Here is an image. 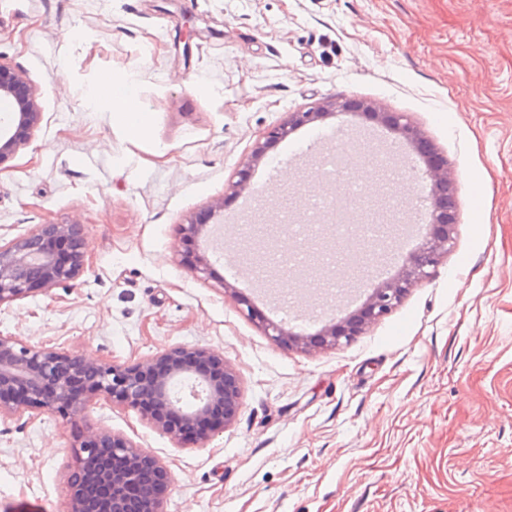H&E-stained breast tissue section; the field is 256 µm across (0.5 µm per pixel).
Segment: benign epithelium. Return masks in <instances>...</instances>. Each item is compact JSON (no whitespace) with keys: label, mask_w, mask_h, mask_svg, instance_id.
<instances>
[{"label":"benign epithelium","mask_w":512,"mask_h":512,"mask_svg":"<svg viewBox=\"0 0 512 512\" xmlns=\"http://www.w3.org/2000/svg\"><path fill=\"white\" fill-rule=\"evenodd\" d=\"M0 102L8 106V120L0 127V166L38 128L41 112L32 83L11 65L0 61ZM350 108V101L337 98L302 112L271 128L263 143L253 149L229 185L230 193L252 190L251 171L264 159L272 142L287 139L298 128ZM363 111L392 129L422 158L425 176L423 212L428 231L425 242L409 258L398 277L385 281L368 296L366 316L350 317L325 326L315 336H301L281 323L262 322L266 335L304 350L335 347L341 340L361 333L371 323L388 314L406 292L424 282L430 269L448 253L453 239L451 210L455 186L448 162L437 157L421 131L395 112L364 102ZM224 216V202L210 206L203 218L179 225V239L193 255L192 267L207 275L211 264L200 244H209L215 225ZM70 245L68 260L54 252L55 242ZM87 241L81 224H38L26 236L0 244V305L27 294L49 290L75 279L85 264ZM224 357L206 348L175 347L147 358L134 366L108 364L83 354L36 348L15 336L0 335V415L25 410L48 413L65 424L76 426L85 418L87 405L104 398L116 405L137 410L154 428L169 435L180 447L200 448L231 422L240 406L239 383ZM224 410V423L201 428L212 410ZM75 474L71 484V512H129L128 489L159 475L170 483L166 468L151 454L131 441L103 431L89 430L77 439Z\"/></svg>","instance_id":"benign-epithelium-1"}]
</instances>
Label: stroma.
Returning <instances> with one entry per match:
<instances>
[{
	"mask_svg": "<svg viewBox=\"0 0 512 512\" xmlns=\"http://www.w3.org/2000/svg\"><path fill=\"white\" fill-rule=\"evenodd\" d=\"M0 61L37 90L42 116L0 170V242L75 221L73 281L0 305V335L133 365L175 346L223 355L234 421L180 448L133 409L89 403L86 424L155 455L163 512H512V0H0ZM132 79L138 136L85 110L102 73ZM403 114L448 162L453 243L387 315L333 349L266 336L262 290L307 307L320 265L265 281L239 247L292 240V190L310 167L229 195L241 162L289 113L324 100ZM399 140L364 158L360 201L410 204ZM224 239L198 279L177 234L214 201ZM73 435L54 416H0V512H70Z\"/></svg>",
	"mask_w": 512,
	"mask_h": 512,
	"instance_id": "1",
	"label": "stroma"
}]
</instances>
